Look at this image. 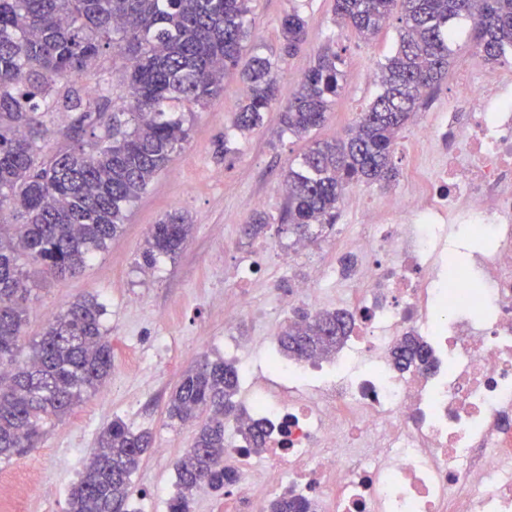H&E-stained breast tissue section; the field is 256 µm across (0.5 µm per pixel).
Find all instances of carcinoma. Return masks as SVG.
<instances>
[{
	"label": "carcinoma",
	"mask_w": 512,
	"mask_h": 512,
	"mask_svg": "<svg viewBox=\"0 0 512 512\" xmlns=\"http://www.w3.org/2000/svg\"><path fill=\"white\" fill-rule=\"evenodd\" d=\"M251 0H0V459L39 445L43 427L60 420L101 387L112 370V346L103 326L105 307L88 296L54 316L21 361L29 276L26 257L55 276H73L120 235L127 212L190 137L194 108L224 89V77L240 71L246 95L233 127L248 132L278 99L276 65L254 52L238 69L246 48ZM399 10L395 53L380 66L381 92L360 112L345 137L313 140L284 173L286 205L281 224L301 238L315 225L335 224L346 189L359 182H390L394 145L425 92L448 74L453 26L470 22L475 55L501 64L512 48V0H334L338 24L363 40L376 35ZM282 52L306 42L296 12L280 25ZM124 60L118 68L130 102L106 116L114 84L98 81L91 96L69 85L99 66L103 50ZM340 55L317 56L281 112L282 131L306 139L327 119L343 89ZM77 113L66 137L73 145L41 153L50 134L46 117ZM95 131L85 143L80 133ZM256 213L248 234L269 229ZM192 225L174 214L149 226L141 253L150 268L184 248ZM352 316L341 309L303 312L288 320L279 352L296 359L336 353ZM429 352L415 337L394 349L398 367L427 364ZM234 363L207 357L188 368L169 397L167 418L195 422L193 443L174 462L177 493L169 512H191L194 493L235 482L224 468V419L246 410L236 401ZM268 429L250 420L240 437L261 450ZM151 434L117 418L103 427L89 464L68 495L67 512H131L132 476ZM267 512H311L305 499L271 500Z\"/></svg>",
	"instance_id": "carcinoma-1"
}]
</instances>
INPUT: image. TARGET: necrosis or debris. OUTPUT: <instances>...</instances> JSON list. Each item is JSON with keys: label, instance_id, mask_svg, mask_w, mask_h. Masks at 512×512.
Returning <instances> with one entry per match:
<instances>
[{"label": "necrosis or debris", "instance_id": "1", "mask_svg": "<svg viewBox=\"0 0 512 512\" xmlns=\"http://www.w3.org/2000/svg\"><path fill=\"white\" fill-rule=\"evenodd\" d=\"M454 93L420 135L440 157L426 190L365 214L335 358L246 375L247 415L271 432L249 453L225 421V512L286 492L315 512H512V69ZM477 234L486 248L452 261L449 243ZM407 336L430 368L394 365Z\"/></svg>", "mask_w": 512, "mask_h": 512}]
</instances>
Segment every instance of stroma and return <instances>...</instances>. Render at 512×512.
I'll use <instances>...</instances> for the list:
<instances>
[{"mask_svg": "<svg viewBox=\"0 0 512 512\" xmlns=\"http://www.w3.org/2000/svg\"><path fill=\"white\" fill-rule=\"evenodd\" d=\"M251 6L248 46L277 65L280 101H287L323 47L332 46L340 54L345 88L314 137L343 136L379 91L367 73L378 70L394 51L397 23L364 42L336 24L334 0H252ZM294 9L305 19L308 41L297 54L285 57L280 52V21ZM454 49L447 77L399 135L393 154L395 178L386 185H351L335 226L293 266H284L279 258L292 237L275 226L286 199L283 173L308 143L282 133L276 109L253 131H236L232 119L245 86L235 75L225 79L219 96L197 108L188 144L131 206L122 233L95 253L82 273L58 279L28 264L35 288L27 303L26 339L41 336L48 320L70 303L96 296L106 309L112 371L106 393L89 395L62 420L48 425L38 447L0 460V478L9 483L0 493V512H11L10 497L19 492L27 497V512H66L69 490L89 461L99 431L117 416L153 436L151 449L132 477L134 512H168L177 484L173 462L190 448L196 433L195 425L170 421L165 413L181 374L205 356L222 357L239 367L267 368L272 356L269 339L285 324L275 313L278 291L316 270L334 269L347 253V239L362 234L365 207L415 189L433 164L416 145L419 127L447 112L456 79L477 82L491 73V66L479 62L468 69L462 66L473 53L467 22L456 26ZM175 211L192 226L185 248L176 258H160L155 268H140L138 255L149 226ZM259 211L269 216L272 227L252 239L244 228ZM244 262L250 263L254 279L249 288L238 287L234 278ZM240 303L248 314L239 318L234 334L249 346L234 354L224 349V322Z\"/></svg>", "mask_w": 512, "mask_h": 512, "instance_id": "stroma-1", "label": "stroma"}]
</instances>
